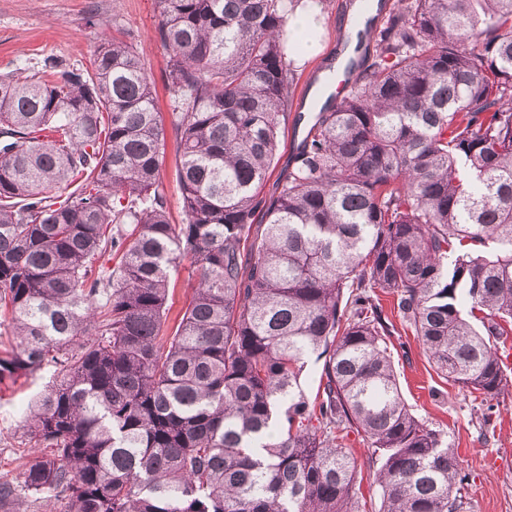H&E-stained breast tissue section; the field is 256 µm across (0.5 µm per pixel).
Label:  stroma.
I'll use <instances>...</instances> for the list:
<instances>
[{
	"label": "stroma",
	"instance_id": "1",
	"mask_svg": "<svg viewBox=\"0 0 512 512\" xmlns=\"http://www.w3.org/2000/svg\"><path fill=\"white\" fill-rule=\"evenodd\" d=\"M347 0H319L321 27L314 37L317 52L292 56L295 80L289 117L282 126L277 157L267 179L274 188L291 163L301 131L294 115L312 72L324 65L336 50ZM155 0H0V73L40 69L44 59L67 66L86 67L101 38L116 35L134 43L143 56L156 104L161 112L172 110L167 87L166 48L155 36ZM176 143L167 137L160 168L159 189L167 199L170 219L184 220L176 179ZM390 338L401 393L412 412L431 428L443 430L456 449L468 476L465 512H512V336L499 349L507 384L493 401L488 421L478 414L481 401L439 375L422 347L400 318H393ZM50 381L36 373L14 385H0V478L18 479L20 457L29 447L20 426L28 405Z\"/></svg>",
	"mask_w": 512,
	"mask_h": 512
}]
</instances>
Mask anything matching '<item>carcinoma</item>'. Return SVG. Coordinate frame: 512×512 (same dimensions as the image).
<instances>
[{"label":"carcinoma","mask_w":512,"mask_h":512,"mask_svg":"<svg viewBox=\"0 0 512 512\" xmlns=\"http://www.w3.org/2000/svg\"><path fill=\"white\" fill-rule=\"evenodd\" d=\"M303 0H156L173 112L104 37L87 68L0 74V384L53 380L0 481L63 512H464L457 452L405 403L376 291L438 373L492 399L512 331V0H398L356 33L352 88L312 105L263 193ZM185 222L159 191L166 132ZM75 186L60 201L54 191ZM121 254L106 267L100 260ZM195 283L173 334L171 270ZM325 358L318 393L304 359ZM306 361L299 382L306 397L311 402L314 400L318 391L324 359H317L316 355H314ZM345 443L352 449L353 455L357 461V484H360V492L363 495L361 498L362 504L366 502V510H378L380 500L378 496L377 486L373 483V470L369 468L368 453L366 452V445L362 438L357 433L349 432Z\"/></svg>","instance_id":"1"}]
</instances>
